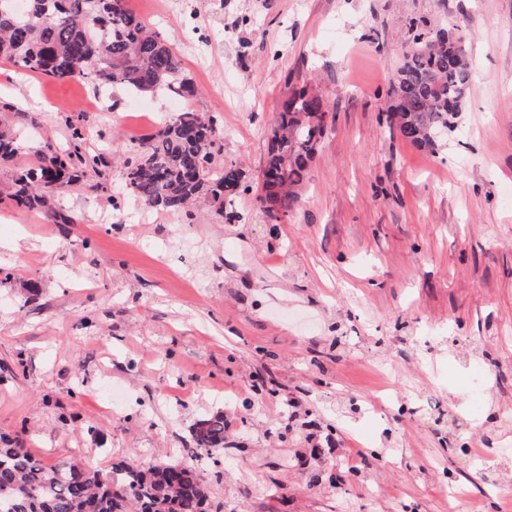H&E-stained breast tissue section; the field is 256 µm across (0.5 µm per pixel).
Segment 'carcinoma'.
Returning a JSON list of instances; mask_svg holds the SVG:
<instances>
[{"label":"carcinoma","mask_w":512,"mask_h":512,"mask_svg":"<svg viewBox=\"0 0 512 512\" xmlns=\"http://www.w3.org/2000/svg\"><path fill=\"white\" fill-rule=\"evenodd\" d=\"M0 0V60L27 73L83 79L95 88L129 94L165 93L194 100L197 89L174 50L128 8L126 0H27L26 14ZM416 30L414 48L404 55L390 84L386 122L419 150L434 151L458 127L472 75L464 37L452 29ZM327 101L315 89H294L282 102L269 134L262 202L269 219L286 218L301 206L309 164L327 131ZM76 141L66 153L45 146L36 165L13 179L10 199L40 211L54 224L74 218L53 208L56 193L71 185L75 172L97 160ZM223 136L212 116L188 107L133 144L124 162L125 190L146 209L184 210L205 201L231 206L248 187L234 165L215 162ZM23 149L0 126V159ZM191 440L195 461L145 467L135 461L112 464L105 476L77 457L53 462L18 442H0V512H205L209 495L195 462L224 450V412L197 421Z\"/></svg>","instance_id":"carcinoma-1"}]
</instances>
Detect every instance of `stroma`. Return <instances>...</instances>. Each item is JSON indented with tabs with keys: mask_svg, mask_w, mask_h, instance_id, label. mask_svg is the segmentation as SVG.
I'll use <instances>...</instances> for the list:
<instances>
[{
	"mask_svg": "<svg viewBox=\"0 0 512 512\" xmlns=\"http://www.w3.org/2000/svg\"><path fill=\"white\" fill-rule=\"evenodd\" d=\"M127 7L178 52L252 190L239 221L201 203L141 223L120 160L173 117L168 97L132 107L0 63L29 136L0 162V435L106 473L191 459L219 409L208 512H512V0ZM414 19L465 34L479 74L434 153L386 123ZM289 84L336 122L273 230L254 187ZM75 129L98 166L58 198L73 223L16 207L13 175ZM191 440L198 453L195 460L216 459L224 450V413L221 410L212 412L197 421Z\"/></svg>",
	"mask_w": 512,
	"mask_h": 512,
	"instance_id": "obj_1",
	"label": "stroma"
}]
</instances>
